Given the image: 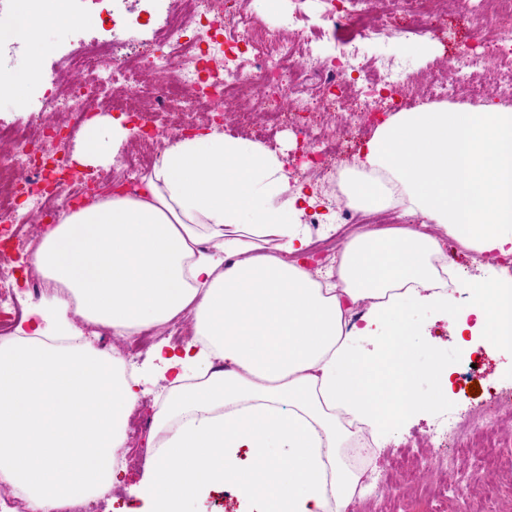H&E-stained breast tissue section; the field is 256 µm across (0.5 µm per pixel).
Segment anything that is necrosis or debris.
Wrapping results in <instances>:
<instances>
[{"label":"necrosis or debris","mask_w":512,"mask_h":512,"mask_svg":"<svg viewBox=\"0 0 512 512\" xmlns=\"http://www.w3.org/2000/svg\"><path fill=\"white\" fill-rule=\"evenodd\" d=\"M228 2L162 5V24L138 53L117 54L109 37L67 47L57 63L63 86L43 98L27 122L0 125V338L16 335L30 299L43 291L37 280L24 294L12 286L15 261L34 243L39 225L80 199L101 195L113 183L136 184L166 141L182 134L179 126L151 125V114L169 111L178 102L183 115L208 113L218 127L228 119L251 123L258 112L273 125L295 123L310 155V177L329 190L336 185L329 158L336 129L328 120L310 124L308 115L329 107L335 93L353 91L364 107L351 113L350 121L362 124L374 119L373 101L402 93L407 79L392 64L361 61L355 54L357 40L395 33L392 25L376 19L367 0H321L323 19L336 30L326 50L321 47L324 30L306 32L298 44L285 33L289 20H282L275 33L246 13L230 10ZM496 2V11L483 18L482 47L512 44V0ZM482 47L459 55L449 73L430 85L431 100L457 98L470 69L492 68ZM311 71L325 76L321 94L298 95L286 74ZM134 76L139 82L129 86L125 110L138 130L137 153L117 157L104 173L70 166L67 142L85 122L89 101H96L100 111L111 110L110 100H96L97 90Z\"/></svg>","instance_id":"4bbe7bcc"}]
</instances>
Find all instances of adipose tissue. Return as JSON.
Segmentation results:
<instances>
[{"label":"adipose tissue","instance_id":"obj_1","mask_svg":"<svg viewBox=\"0 0 512 512\" xmlns=\"http://www.w3.org/2000/svg\"><path fill=\"white\" fill-rule=\"evenodd\" d=\"M16 14L30 51L13 80L19 105L48 80L42 34L76 17L68 0H16ZM129 135L126 115H93L71 160L109 166ZM343 189L350 208L396 204L415 221L360 225L335 265L315 271L304 217L323 202L305 175L215 128L170 140L140 187L63 211L27 260L56 287L34 307L43 325L0 341V480L34 512L113 485L141 375L83 327L128 336L189 315L192 341L153 348L164 386L135 512H187L216 486L235 492L239 512H347L362 476L339 455L349 425L377 442L452 394L439 358L432 391L417 394L410 316L452 317L461 354L478 339L512 351V280L450 278L442 247L450 237L512 256V107L402 110L374 131ZM357 304L360 328L346 320Z\"/></svg>","mask_w":512,"mask_h":512}]
</instances>
